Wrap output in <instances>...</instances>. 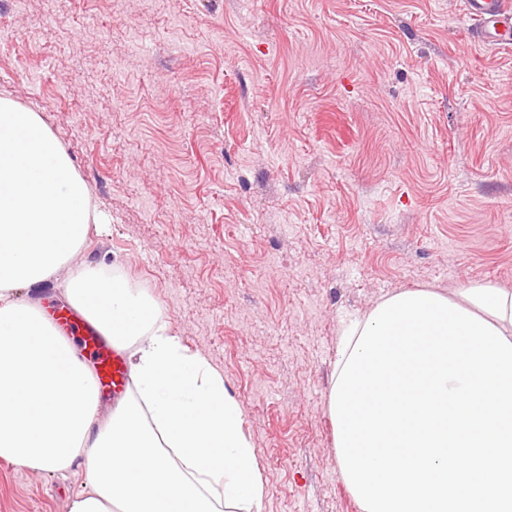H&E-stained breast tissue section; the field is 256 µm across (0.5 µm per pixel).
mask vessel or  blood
I'll list each match as a JSON object with an SVG mask.
<instances>
[{"label":"vessel or blood","instance_id":"obj_1","mask_svg":"<svg viewBox=\"0 0 512 512\" xmlns=\"http://www.w3.org/2000/svg\"><path fill=\"white\" fill-rule=\"evenodd\" d=\"M463 11L472 22L470 34L477 43L495 51L512 47V0H463ZM54 321L64 335L80 337L99 391L121 398L130 384L123 351L111 347L82 314L72 309H58Z\"/></svg>","mask_w":512,"mask_h":512}]
</instances>
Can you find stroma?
<instances>
[{
  "label": "stroma",
  "instance_id": "1",
  "mask_svg": "<svg viewBox=\"0 0 512 512\" xmlns=\"http://www.w3.org/2000/svg\"><path fill=\"white\" fill-rule=\"evenodd\" d=\"M461 0H0V98L40 114L120 268L223 374L261 512H360L327 414L344 320L402 289H512V50ZM82 469L0 460V512Z\"/></svg>",
  "mask_w": 512,
  "mask_h": 512
}]
</instances>
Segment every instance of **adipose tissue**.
<instances>
[{"label":"adipose tissue","instance_id":"ef3b65f1","mask_svg":"<svg viewBox=\"0 0 512 512\" xmlns=\"http://www.w3.org/2000/svg\"><path fill=\"white\" fill-rule=\"evenodd\" d=\"M105 222L41 116L0 98V459L85 468L93 489L70 512H261L262 471L223 376L119 268L72 266L90 226ZM56 276L68 302L130 352L136 394L107 422L89 368L16 297ZM450 300L512 341V290L468 281Z\"/></svg>","mask_w":512,"mask_h":512}]
</instances>
